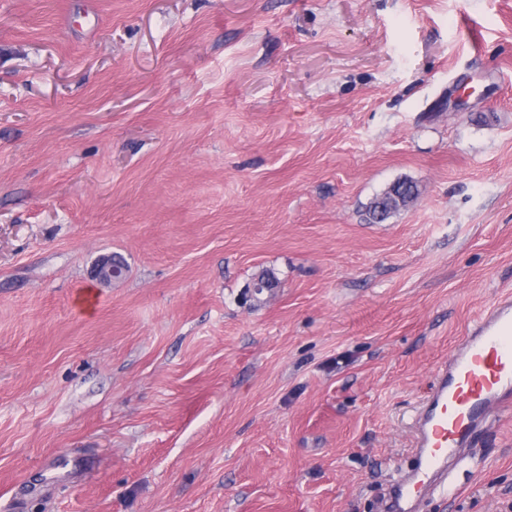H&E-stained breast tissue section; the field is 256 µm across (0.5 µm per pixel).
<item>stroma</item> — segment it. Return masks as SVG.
Instances as JSON below:
<instances>
[{
    "label": "stroma",
    "mask_w": 512,
    "mask_h": 512,
    "mask_svg": "<svg viewBox=\"0 0 512 512\" xmlns=\"http://www.w3.org/2000/svg\"><path fill=\"white\" fill-rule=\"evenodd\" d=\"M509 291L512 0H0V512H377ZM396 185L398 190H402L403 192L407 193L406 195L400 194L404 200V205H395L392 206L390 204V194H389V188ZM390 187H388L385 191H383L380 195L376 196L369 204L368 206V214L370 217L371 222L373 223H379L387 220L389 217H391L396 211L406 208L410 203H413L418 195H419V189L416 183H414L411 180H399L392 184ZM380 207L384 208L385 211L380 212Z\"/></svg>",
    "instance_id": "1"
}]
</instances>
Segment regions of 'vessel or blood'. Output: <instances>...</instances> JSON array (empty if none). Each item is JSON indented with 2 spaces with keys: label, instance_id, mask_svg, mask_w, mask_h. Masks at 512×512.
Instances as JSON below:
<instances>
[{
  "label": "vessel or blood",
  "instance_id": "1",
  "mask_svg": "<svg viewBox=\"0 0 512 512\" xmlns=\"http://www.w3.org/2000/svg\"><path fill=\"white\" fill-rule=\"evenodd\" d=\"M512 405V298L498 299L453 347L412 421L413 468L390 486L387 512H416L424 492L454 495L451 473L475 433Z\"/></svg>",
  "mask_w": 512,
  "mask_h": 512
}]
</instances>
